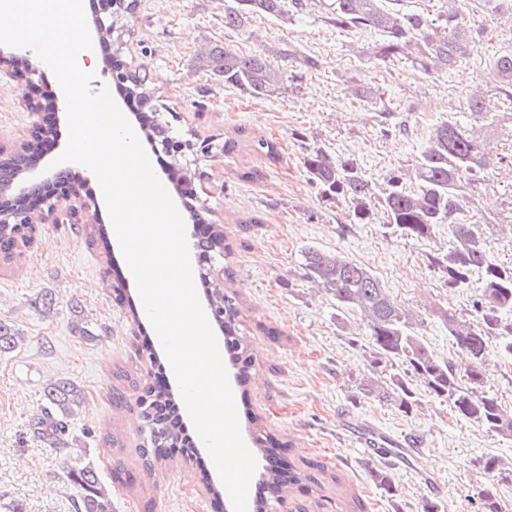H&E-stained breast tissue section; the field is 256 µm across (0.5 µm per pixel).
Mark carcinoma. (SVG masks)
<instances>
[{
	"label": "carcinoma",
	"mask_w": 512,
	"mask_h": 512,
	"mask_svg": "<svg viewBox=\"0 0 512 512\" xmlns=\"http://www.w3.org/2000/svg\"><path fill=\"white\" fill-rule=\"evenodd\" d=\"M390 2L403 0H332L326 21L343 30L379 31L382 40L370 48V58L379 65L404 59L426 76L451 73L482 38L483 31L462 14L461 0H440V9L432 14L423 9L390 8ZM306 7L304 0H235L233 6L224 7V29L238 31L254 16L288 21ZM288 55L287 50L264 45L244 53L229 44H216L200 52L197 62L242 95L263 99L283 93L284 76L272 57ZM489 75L491 87L478 81L470 91L465 121L427 126L410 163L391 170L380 184L367 178L350 157L318 147L303 157L306 175L321 199L343 205L342 232L352 224H384L403 237L424 239L439 226L448 225V250L429 256V263L441 274L448 291L477 292L476 318L465 320L441 308L434 315L448 328L452 344L465 353L468 363L460 368L435 355L420 335L415 314L394 298L369 267L340 251L310 246L305 250L303 270L313 287L336 301L339 316L355 317L359 329L369 336L374 359L357 382L362 397L410 414L419 405L412 385L416 378L430 397L447 403L460 417L512 438V410L503 408L498 397L482 388L489 350L512 358V263L496 261L486 237L493 230L512 235V219L506 222L489 215L473 221L467 210L488 169L500 165L512 171V154L492 159L480 140L483 133L512 137V51L493 59ZM350 92L371 106L382 127H399L404 112L417 111L415 106L391 107L374 84H357ZM127 94L155 99L148 79L141 76H129ZM34 158L33 153L10 156L0 163V176L33 163ZM196 248L203 253L219 252L224 249V236L216 230L198 239ZM475 272L479 274L476 280ZM209 302L214 321L224 328V344L237 365L239 382L244 384L253 360L241 329L240 294L234 290L233 280H228L224 292L210 296ZM23 341L13 326L0 322V354L15 351ZM44 400L40 424L42 435L49 438L65 429L84 396L74 381L61 378L46 385ZM140 401L149 409L141 415L147 429V447L141 454L152 456L146 466L150 472L169 459L168 449L187 444L170 392L147 383ZM252 425L259 452L269 455V464L260 475L266 491L261 507L264 512H275L276 506L311 476L292 467L280 468L274 448L288 444L278 443L262 427L261 417H252ZM62 472L73 489L76 512H112V488L101 480L93 462L80 455L68 456L62 462ZM478 499V512H505L492 483L478 491Z\"/></svg>",
	"instance_id": "obj_1"
}]
</instances>
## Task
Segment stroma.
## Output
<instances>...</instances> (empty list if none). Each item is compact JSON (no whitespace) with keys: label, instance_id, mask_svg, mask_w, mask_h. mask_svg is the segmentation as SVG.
<instances>
[{"label":"stroma","instance_id":"35a3bbf8","mask_svg":"<svg viewBox=\"0 0 512 512\" xmlns=\"http://www.w3.org/2000/svg\"><path fill=\"white\" fill-rule=\"evenodd\" d=\"M226 2L138 0L123 58L148 75L156 96L174 112L175 137L241 142L233 154L216 150L197 156L192 166L199 195L224 230V265L244 298L240 322L254 370L250 383L232 393L287 443L289 464H316L309 491H294L278 512L299 505L306 512H422L429 500L440 512H478L477 493L490 481L512 512V469L491 475L483 468L489 456L511 459L512 440L459 417L421 386V406L409 415L359 398L356 379L370 360L368 340L353 321L337 317L331 296L303 277L307 246L343 252L419 313V332L436 355L460 362L447 327L424 311L429 304L466 317L474 313L473 292H448L428 261L429 254L447 249V228L428 239L397 236L383 224H355L339 233V207L319 198L302 164L308 144L356 159L375 180L406 164L420 136L378 126L350 86L380 85L394 107L418 103L419 111L408 115L413 127L460 117L471 85L487 77L492 55L512 45V0L476 13L462 0L461 10L485 28V37L451 75L435 78L406 62L370 63L366 51L378 34L324 22V0H308V13L295 21L255 17L236 32L224 28ZM224 43L245 52L290 45L318 66L307 71L291 58H278L292 90L247 98L196 64L202 46ZM28 92L26 80L0 70V146L28 139ZM260 137L280 144L278 160L249 148ZM248 171L255 179H245ZM66 174L96 197V205L83 211L81 223L38 225L18 261L0 259V321L24 338L17 350L0 354V512L16 505L22 512H74L60 462L79 450L113 486L114 512H224L196 462L181 454L155 474L143 469L136 399L157 371L140 357L146 314L132 309L136 292L96 182L77 168ZM511 210L512 172L490 170L472 213ZM273 328L279 337L270 336ZM60 377L80 385L85 402L64 432L48 439L38 431L43 390ZM374 428L401 441L410 459L389 465L361 448L359 435ZM376 467L387 469L393 493L372 480ZM118 472L134 475L132 487L115 484Z\"/></svg>","mask_w":512,"mask_h":512}]
</instances>
